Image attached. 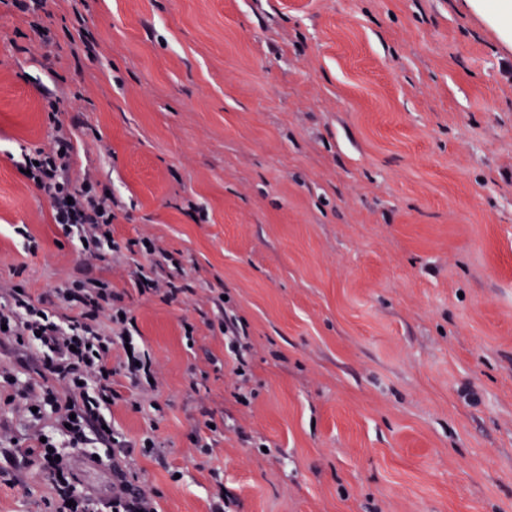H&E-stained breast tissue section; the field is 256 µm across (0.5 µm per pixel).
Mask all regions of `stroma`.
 I'll list each match as a JSON object with an SVG mask.
<instances>
[{"label":"stroma","mask_w":512,"mask_h":512,"mask_svg":"<svg viewBox=\"0 0 512 512\" xmlns=\"http://www.w3.org/2000/svg\"><path fill=\"white\" fill-rule=\"evenodd\" d=\"M43 20L48 60L0 6V282L49 300L81 260L19 168L47 88L85 124L72 177L121 204L123 256L92 273L156 378L117 374L137 403L112 427L155 439L131 462L158 512L217 492L512 512V48L469 0H49ZM145 239L180 260L177 297L139 293ZM52 499L0 454V512Z\"/></svg>","instance_id":"1"}]
</instances>
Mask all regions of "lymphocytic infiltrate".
Listing matches in <instances>:
<instances>
[{
	"instance_id": "lymphocytic-infiltrate-1",
	"label": "lymphocytic infiltrate",
	"mask_w": 512,
	"mask_h": 512,
	"mask_svg": "<svg viewBox=\"0 0 512 512\" xmlns=\"http://www.w3.org/2000/svg\"><path fill=\"white\" fill-rule=\"evenodd\" d=\"M42 107L51 128L50 141L35 154L25 156L22 167L48 200L55 222L62 224L66 233L77 234L82 256L98 257L102 246L113 241L116 202L99 192L98 182L71 178L75 146L69 125L60 117L59 97L44 93ZM56 299V308L51 311L34 301L28 291L13 286L0 289V342H16L41 356L45 380L41 388L19 382L2 368L0 379L14 385L17 408L30 421H40L47 411L54 415L55 435L35 430L36 444L30 450L53 485L52 512H157L153 492L143 487L128 463L134 448L153 452L155 440L143 438L135 447L105 429L107 411L122 398L115 387L117 371H124L136 385L151 373L150 361L136 351L127 355L120 368L112 366L116 341L129 334L126 309L110 282L84 271L59 288ZM104 313L112 322L108 335L99 324ZM93 437L102 445L103 454L88 450ZM77 450L109 473V495L97 496L81 488L73 456Z\"/></svg>"
}]
</instances>
